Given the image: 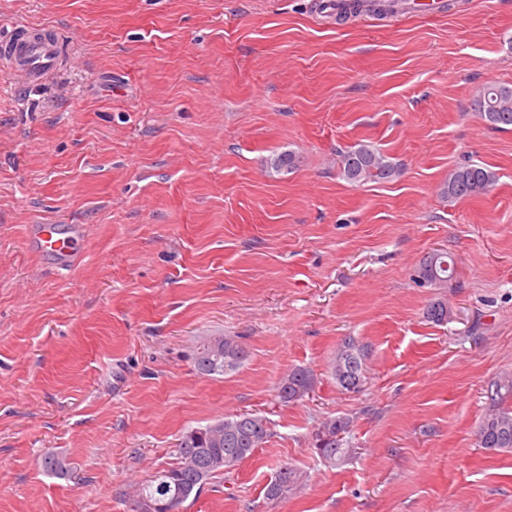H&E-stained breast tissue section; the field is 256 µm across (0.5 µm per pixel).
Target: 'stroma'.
<instances>
[{
    "instance_id": "obj_1",
    "label": "stroma",
    "mask_w": 512,
    "mask_h": 512,
    "mask_svg": "<svg viewBox=\"0 0 512 512\" xmlns=\"http://www.w3.org/2000/svg\"><path fill=\"white\" fill-rule=\"evenodd\" d=\"M314 3L0 0V37L52 25L74 59L37 88L0 72V512H131L183 432L243 412L271 437L179 512H512V453L478 446L512 377V130L472 108L512 84V0L381 21ZM362 140L397 179L339 177ZM283 151L298 169L271 167ZM465 163L494 185L443 201ZM31 224L84 225L79 262L30 250ZM435 251L452 277L420 287ZM218 335L250 357L201 375ZM348 337L357 393L329 372ZM294 367L317 383L285 404ZM329 417L354 449L332 467L312 451ZM285 465L301 488L267 500ZM366 354L367 349L351 338L345 339L336 350L331 363V375L340 389L355 393L364 387ZM41 466L45 473L59 479H66L71 472V463L66 457L53 452H47L41 457Z\"/></svg>"
}]
</instances>
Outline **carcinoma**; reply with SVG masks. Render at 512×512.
<instances>
[{
    "label": "carcinoma",
    "instance_id": "1",
    "mask_svg": "<svg viewBox=\"0 0 512 512\" xmlns=\"http://www.w3.org/2000/svg\"><path fill=\"white\" fill-rule=\"evenodd\" d=\"M474 110L491 128L512 129V85L486 88L473 101ZM276 170H293L300 166V157L282 152L273 159ZM338 174L352 185L369 182H389L400 175L399 166L381 149L369 143H355L339 152ZM495 181L492 171L479 164L458 166L448 173L440 187V196L446 202L484 194ZM446 252H432L415 270V281L422 287L443 286L452 271ZM426 317L435 323L448 321V304L437 300L426 309ZM367 349L346 339L336 350L331 363V375L336 385L347 392L360 391L365 383L364 361ZM248 357L244 346L233 337L210 336L197 348L194 357L196 370L206 376L222 375L241 366ZM315 377L307 369L295 367L281 379L278 396L284 403L298 401L313 391ZM512 394V378L504 377L490 385L486 397L493 409L481 422L478 431L479 446L496 452L512 451V411L500 408L507 395ZM351 421L332 417L321 423L316 435L314 452L325 462L335 464L348 457L352 449L344 447V435L349 433ZM270 437L268 421L252 413H240L220 418L200 428L184 432L175 448L177 462L158 472L152 480L141 485L134 495L132 512H176L183 503L196 500L215 476L232 472L241 462L251 457ZM45 473L65 479L71 472V463L63 456L47 452L41 457ZM301 482L300 472L283 466L266 488L269 500L288 496Z\"/></svg>",
    "mask_w": 512,
    "mask_h": 512
}]
</instances>
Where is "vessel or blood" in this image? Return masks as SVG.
<instances>
[{
	"instance_id": "obj_1",
	"label": "vessel or blood",
	"mask_w": 512,
	"mask_h": 512,
	"mask_svg": "<svg viewBox=\"0 0 512 512\" xmlns=\"http://www.w3.org/2000/svg\"><path fill=\"white\" fill-rule=\"evenodd\" d=\"M61 37L57 30L42 25L16 27L0 41V67L31 85L44 82L63 65ZM30 245L50 257L56 267H73L81 257L84 227L80 224H34Z\"/></svg>"
}]
</instances>
